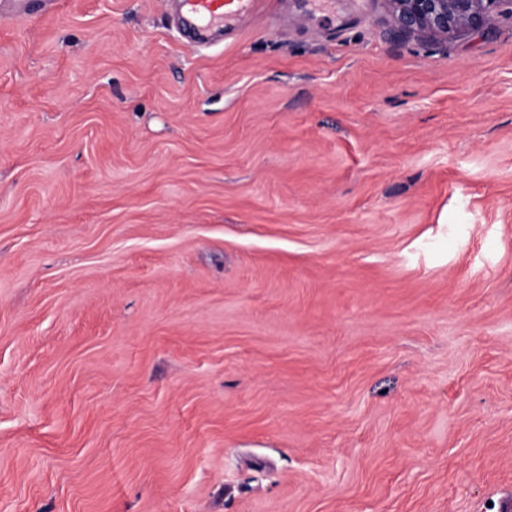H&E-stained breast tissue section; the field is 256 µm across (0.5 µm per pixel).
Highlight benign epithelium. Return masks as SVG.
Here are the masks:
<instances>
[{
    "label": "benign epithelium",
    "mask_w": 512,
    "mask_h": 512,
    "mask_svg": "<svg viewBox=\"0 0 512 512\" xmlns=\"http://www.w3.org/2000/svg\"><path fill=\"white\" fill-rule=\"evenodd\" d=\"M395 31L404 36L446 41L480 27L492 14L512 17V0H383Z\"/></svg>",
    "instance_id": "7a95c632"
}]
</instances>
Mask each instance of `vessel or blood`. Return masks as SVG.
I'll use <instances>...</instances> for the list:
<instances>
[{"instance_id": "obj_1", "label": "vessel or blood", "mask_w": 512, "mask_h": 512, "mask_svg": "<svg viewBox=\"0 0 512 512\" xmlns=\"http://www.w3.org/2000/svg\"><path fill=\"white\" fill-rule=\"evenodd\" d=\"M262 0H175L178 21L195 44L208 46L215 33H222L240 17L255 14Z\"/></svg>"}]
</instances>
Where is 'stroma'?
<instances>
[{"mask_svg": "<svg viewBox=\"0 0 512 512\" xmlns=\"http://www.w3.org/2000/svg\"><path fill=\"white\" fill-rule=\"evenodd\" d=\"M512 18L0 16V512H501Z\"/></svg>", "mask_w": 512, "mask_h": 512, "instance_id": "35a3bbf8", "label": "stroma"}]
</instances>
